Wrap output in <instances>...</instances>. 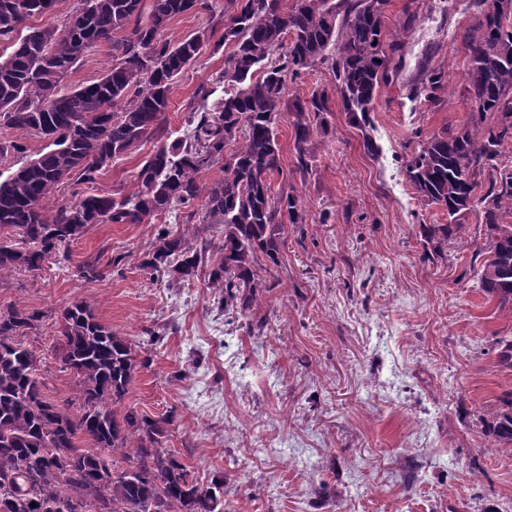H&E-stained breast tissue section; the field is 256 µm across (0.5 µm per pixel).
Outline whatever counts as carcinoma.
I'll use <instances>...</instances> for the list:
<instances>
[{"mask_svg":"<svg viewBox=\"0 0 512 512\" xmlns=\"http://www.w3.org/2000/svg\"><path fill=\"white\" fill-rule=\"evenodd\" d=\"M55 0H0V123L50 139L45 150L0 180V278L20 268L37 271L68 258L66 245L89 224H151L160 215L224 226L219 261L208 285L224 310L249 317L262 300V260H279L281 217L299 219L291 195L271 193L280 171L276 127L287 81L326 70L340 93L349 123L364 130L381 86L390 82L383 26L389 0H232L224 32L213 50L230 48L217 112L212 91L188 107L189 130L170 138L163 127L177 79L201 55L198 30L173 44L163 35L185 13L213 15L212 0H79L61 26L27 21L52 13ZM509 11L490 0H470L475 22L460 34L465 59L460 95L465 125L417 141L405 164L409 183L448 223L426 228L436 249L483 206L488 256L480 286L512 311V176L484 180L512 140V0ZM107 46L112 65L91 83L67 89L66 75L94 46ZM434 50L418 61L408 85L413 101L436 105L448 90V72L431 66ZM325 93L314 89L293 112L298 167H309L306 145L325 127ZM154 152L136 171L138 190L127 196L78 191L54 201L64 181L94 184L112 159L148 140ZM242 145L229 155L230 142ZM223 163L224 178L206 187L200 174ZM212 242L191 244L185 234H158L144 267L174 282L196 278L210 261ZM43 314L15 304L0 306V512H224L222 484L204 487L190 467L164 447L169 417L153 419L124 405L135 376L138 345L96 320L93 305L64 306L57 333L59 355L73 374V393L49 400L38 358L25 339L40 330ZM498 364L512 371V337L497 341ZM487 424L495 446L512 447V390ZM89 442L90 448H81Z\"/></svg>","mask_w":512,"mask_h":512,"instance_id":"carcinoma-1","label":"carcinoma"}]
</instances>
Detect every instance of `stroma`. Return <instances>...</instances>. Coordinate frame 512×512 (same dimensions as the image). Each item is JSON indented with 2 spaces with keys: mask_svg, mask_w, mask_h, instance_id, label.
Masks as SVG:
<instances>
[{
  "mask_svg": "<svg viewBox=\"0 0 512 512\" xmlns=\"http://www.w3.org/2000/svg\"><path fill=\"white\" fill-rule=\"evenodd\" d=\"M468 3L446 0V21L426 2L390 0L386 32L404 48L371 115L378 158L366 154L328 72L288 80V109L325 89L327 128L313 135L303 174L292 115L277 125L282 170L272 190L297 197L302 221L283 226L280 263L257 312L262 331L220 307L206 274L179 284L142 267L155 224L89 225L69 242L68 260L1 278V305L44 315L27 344L47 397L64 400L75 386L53 350L54 324L80 298L140 343L146 362L124 403L156 419L173 415L166 447L199 483L223 481L224 512H512V450L483 434L512 389V372L495 365L512 311L479 286L486 228L472 211L444 256H427L423 225L448 217L418 200L405 172L413 132L427 137L467 118L459 95L420 104L405 85L430 45L449 84L460 82L453 33L474 23ZM225 55H201L174 85L164 114L171 137L186 133V107L199 87L213 86ZM153 149L148 142L113 160L95 192L134 193L136 168ZM119 254L125 262L112 274L78 270Z\"/></svg>",
  "mask_w": 512,
  "mask_h": 512,
  "instance_id": "stroma-1",
  "label": "stroma"
}]
</instances>
